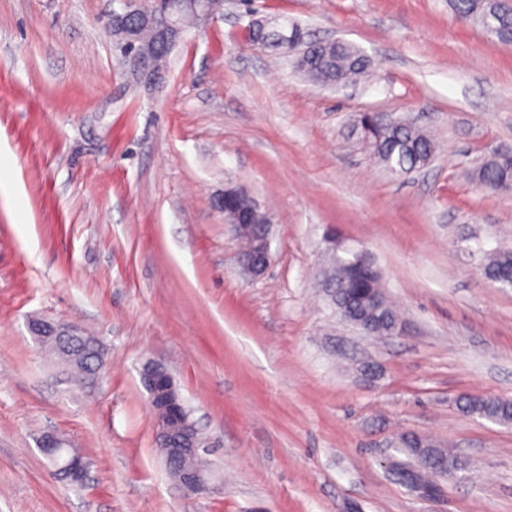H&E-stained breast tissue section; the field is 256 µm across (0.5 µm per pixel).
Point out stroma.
I'll use <instances>...</instances> for the list:
<instances>
[{"mask_svg": "<svg viewBox=\"0 0 512 512\" xmlns=\"http://www.w3.org/2000/svg\"><path fill=\"white\" fill-rule=\"evenodd\" d=\"M120 7L0 0V512H512V426L455 405L512 399V288L458 247L468 232L512 247V197L474 179L512 150V46L452 0H224L148 90L106 26ZM284 18L356 46L370 77L325 89L253 46V21ZM367 111L414 118L433 161L388 174L350 134ZM228 184L272 224L257 281L212 205ZM330 234L366 251L404 335L340 320ZM34 319L95 336L99 378L47 354ZM150 362L205 437L199 494L156 448ZM47 431L83 453V483L46 467ZM404 432L464 469L410 491L392 468Z\"/></svg>", "mask_w": 512, "mask_h": 512, "instance_id": "35a3bbf8", "label": "stroma"}]
</instances>
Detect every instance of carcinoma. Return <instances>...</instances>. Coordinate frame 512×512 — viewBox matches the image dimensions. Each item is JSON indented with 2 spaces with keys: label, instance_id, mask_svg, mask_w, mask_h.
<instances>
[{
  "label": "carcinoma",
  "instance_id": "cac0c4a2",
  "mask_svg": "<svg viewBox=\"0 0 512 512\" xmlns=\"http://www.w3.org/2000/svg\"><path fill=\"white\" fill-rule=\"evenodd\" d=\"M453 7L459 18L479 24L500 43L503 42L502 35L512 31V9L498 0H453ZM366 71L367 66L359 62L358 49L346 42L331 62L329 78L344 85L363 76ZM357 124L359 141L393 176L424 167L435 152L434 141L416 125H399L386 113H362ZM476 177L480 188L490 194L511 183L512 162L508 154L496 152L485 159L479 165ZM460 242L465 244L470 255L477 258L478 269L484 278L499 281L512 275V249H487L481 240L474 237L462 238ZM355 260L354 252L348 249L332 256L329 287L335 295L336 304L370 322L371 335L387 336L403 323V319L387 299L378 270L372 265L359 269ZM456 405L464 415L478 416L499 424L512 423L511 399L474 394L457 399ZM399 445V452L408 457V461L400 464L401 481L411 488L433 485L432 478L444 459L453 460L458 468H463L460 457L425 436L404 433Z\"/></svg>",
  "mask_w": 512,
  "mask_h": 512
}]
</instances>
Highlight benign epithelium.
<instances>
[{
    "mask_svg": "<svg viewBox=\"0 0 512 512\" xmlns=\"http://www.w3.org/2000/svg\"><path fill=\"white\" fill-rule=\"evenodd\" d=\"M122 11L112 13L107 22L111 30L133 28L136 25L159 24L158 39L173 45L182 40L193 23L209 19L223 10L221 0H120ZM252 43L263 47L266 41L263 35H276V45L285 55L296 52L301 42L297 27H288L281 22L255 21L250 26ZM341 41L324 40L319 42L323 53L308 56L302 52L299 59L306 62L309 69L324 73L327 60L339 48ZM122 65L136 80L152 89L164 83L167 70L151 49L133 50L129 41L116 42ZM246 192L235 186H226L224 191L215 195L212 205L224 212V223L231 228L234 238L239 239L250 233L254 224L263 227L262 233L252 236L253 246L244 257H239L244 273L252 279L262 277L271 264L270 232L267 215L257 204L243 212L225 206V201L242 197ZM31 334L41 346L57 354L74 356L79 354L85 360L87 376L95 378L101 370L99 345L89 339L84 332L73 325L46 321H35L29 325ZM142 381L148 392L149 406L156 419V444L160 454L170 470H177V480L183 490L197 493L206 488L207 479L203 472L178 466V463L199 453V429L190 416V411L175 385L172 373L162 364L149 363L142 371ZM87 463L81 454H74L63 467L66 480L79 484L83 482Z\"/></svg>",
    "mask_w": 512,
    "mask_h": 512,
    "instance_id": "obj_1",
    "label": "benign epithelium"
}]
</instances>
